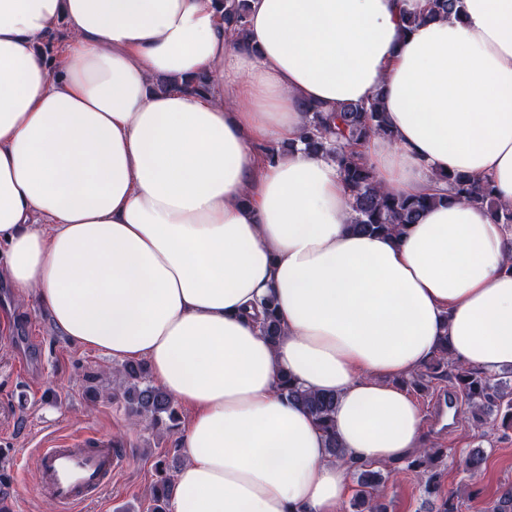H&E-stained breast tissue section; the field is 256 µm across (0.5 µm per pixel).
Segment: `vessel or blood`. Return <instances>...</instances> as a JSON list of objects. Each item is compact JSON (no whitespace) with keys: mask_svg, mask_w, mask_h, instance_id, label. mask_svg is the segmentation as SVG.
Returning a JSON list of instances; mask_svg holds the SVG:
<instances>
[{"mask_svg":"<svg viewBox=\"0 0 512 512\" xmlns=\"http://www.w3.org/2000/svg\"><path fill=\"white\" fill-rule=\"evenodd\" d=\"M37 455L38 492L53 501L59 512H71L98 498L123 467L114 441L94 433L51 440Z\"/></svg>","mask_w":512,"mask_h":512,"instance_id":"vessel-or-blood-1","label":"vessel or blood"}]
</instances>
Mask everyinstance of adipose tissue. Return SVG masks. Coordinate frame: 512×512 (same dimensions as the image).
I'll return each instance as SVG.
<instances>
[{
  "label": "adipose tissue",
  "instance_id": "adipose-tissue-1",
  "mask_svg": "<svg viewBox=\"0 0 512 512\" xmlns=\"http://www.w3.org/2000/svg\"><path fill=\"white\" fill-rule=\"evenodd\" d=\"M0 0V271L54 328L192 409L170 512H337L351 462L420 451L396 378L447 341L512 366V228L429 208L398 237L349 229L336 162L297 141L304 104L378 102L377 183L490 180L512 208V0ZM413 25H405L407 16ZM198 73L207 93L180 89ZM273 297L282 334L259 327ZM335 394L333 461L281 373ZM225 29L237 40H244L248 30V0H221Z\"/></svg>",
  "mask_w": 512,
  "mask_h": 512
}]
</instances>
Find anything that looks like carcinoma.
Returning a JSON list of instances; mask_svg holds the SVG:
<instances>
[{"label":"carcinoma","mask_w":512,"mask_h":512,"mask_svg":"<svg viewBox=\"0 0 512 512\" xmlns=\"http://www.w3.org/2000/svg\"><path fill=\"white\" fill-rule=\"evenodd\" d=\"M224 9L225 29L237 40L247 37L248 0H221ZM305 124L300 132L304 149L330 155L337 163L350 198L352 220L350 227L364 234H388L398 237L407 227L417 223L425 210L444 199L442 195L401 197L380 189L371 168L364 161L356 147L363 145L374 134L391 136L377 103H340L336 106H307L304 109ZM439 180L448 183L454 198L479 204L491 213L497 222L512 224V208L501 207L494 195L493 187L478 183L461 175H444ZM264 336L272 343L279 340L281 326L273 299L265 303L262 323ZM427 369L437 373L448 367L453 370L450 379L468 399L472 417L481 420L480 413L490 407H503L504 414L499 426L512 428V391L486 373L467 366H456L448 358L447 342L427 363ZM130 413L155 425L169 428L177 426L180 416L175 401L147 377L141 363H125L117 370ZM279 389L286 399L294 402L312 415L325 433L327 451L331 458L345 457L334 429L336 396L327 393L307 391L286 375L279 380ZM441 451L426 448L415 455L409 466L428 474V492H438L441 472L437 470ZM178 464L167 466L166 474L151 489L152 512H169L170 499L174 488L173 472ZM359 471L358 492L353 506L357 512H384L377 492L384 481L379 470L366 464L355 465Z\"/></svg>","instance_id":"carcinoma-1"}]
</instances>
